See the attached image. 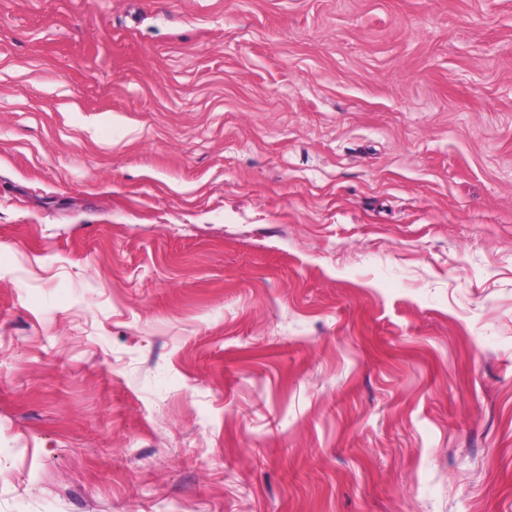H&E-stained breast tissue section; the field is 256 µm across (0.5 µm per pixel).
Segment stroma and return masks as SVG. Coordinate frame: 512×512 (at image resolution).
<instances>
[{
  "instance_id": "1",
  "label": "stroma",
  "mask_w": 512,
  "mask_h": 512,
  "mask_svg": "<svg viewBox=\"0 0 512 512\" xmlns=\"http://www.w3.org/2000/svg\"><path fill=\"white\" fill-rule=\"evenodd\" d=\"M0 512H512V0H0Z\"/></svg>"
}]
</instances>
